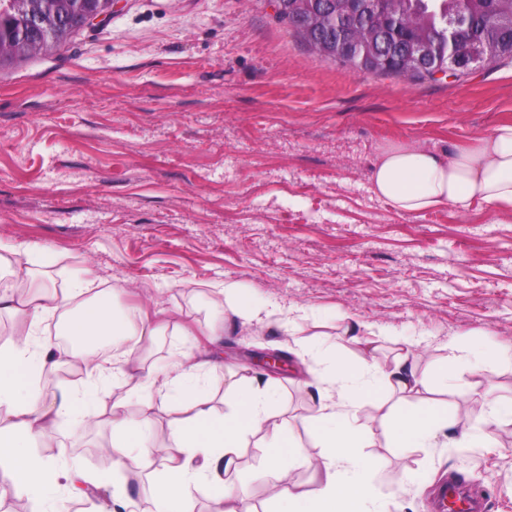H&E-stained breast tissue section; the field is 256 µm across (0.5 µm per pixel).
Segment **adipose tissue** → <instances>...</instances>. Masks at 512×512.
Returning a JSON list of instances; mask_svg holds the SVG:
<instances>
[{
    "label": "adipose tissue",
    "mask_w": 512,
    "mask_h": 512,
    "mask_svg": "<svg viewBox=\"0 0 512 512\" xmlns=\"http://www.w3.org/2000/svg\"><path fill=\"white\" fill-rule=\"evenodd\" d=\"M372 192L399 212L417 215L432 209L472 205L486 206L497 217L512 219V122L501 123L452 152L427 150L404 141L379 148L372 165ZM10 285L0 292V315L23 316L27 326L19 338L0 346V469L9 481L0 497L25 495L44 504L56 493L84 496L90 487L111 486L112 502L128 512L120 484L107 478L89 482L83 472L60 473L50 469L30 451L31 443L57 446V422L64 417L102 416L112 428L107 446L119 469L137 460L140 469L151 465L149 443L129 420L133 400L147 399L169 412L168 440L163 448L164 469L153 490L147 512H195V496L210 497L215 512H246L241 500L227 485L224 475L248 438L260 436L265 448L268 476L282 486L277 512H369L371 480L378 468L361 453L373 437L369 427L357 424L356 409L375 400L380 389L407 398L426 390L430 380L402 361L382 370L371 347H364L357 365L329 360L323 370L325 386L309 427L321 448L311 461L319 480L317 492L290 484L289 468L305 460L290 425L273 408L274 385L236 381L229 385L223 411H216L206 392L208 371L214 358H177L166 369L141 376L142 350L165 328L148 315L116 311L111 292L85 300L88 284L76 282L57 290L38 282L33 268L17 266L0 255V272ZM62 322L71 346L62 349L39 337L41 324ZM114 351L110 362L96 360L101 343ZM81 364V386L48 395L40 380L53 375L63 361ZM126 388L108 412H100L96 390L107 379ZM448 412L437 404H415L394 410L384 435L398 450L425 448L447 430Z\"/></svg>",
    "instance_id": "adipose-tissue-1"
}]
</instances>
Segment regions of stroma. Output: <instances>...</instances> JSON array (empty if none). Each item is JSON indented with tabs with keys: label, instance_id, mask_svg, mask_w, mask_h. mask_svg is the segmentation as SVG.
<instances>
[{
	"label": "stroma",
	"instance_id": "obj_1",
	"mask_svg": "<svg viewBox=\"0 0 512 512\" xmlns=\"http://www.w3.org/2000/svg\"><path fill=\"white\" fill-rule=\"evenodd\" d=\"M503 122L507 60L440 81L373 75L312 52L277 21L275 0H117L108 22L0 68V253L37 262L55 288L86 280L161 313L168 327L146 366L210 350L223 362L206 379L214 405L229 373L262 376L258 353H287L276 407L313 457L314 344L351 366L366 339L383 369L404 355L422 373L447 367L449 390L418 396L448 406L431 447L397 453L381 437L397 396L358 408L378 432L365 450L383 463L375 493L386 512H434L435 485L454 474L486 512H512V441L456 444L485 426L468 403L488 390L512 400V366L496 361L512 351V220L477 204L409 217L371 190L381 145L449 151ZM227 280L271 317L246 324L215 307L212 288ZM215 324L224 335L212 343ZM131 423L154 445L150 474L127 486L144 504L166 417L136 401ZM59 433L63 449L37 451L51 466L112 473L92 453L109 429L63 419ZM263 471L255 437L227 480L272 512L279 487Z\"/></svg>",
	"mask_w": 512,
	"mask_h": 512
}]
</instances>
